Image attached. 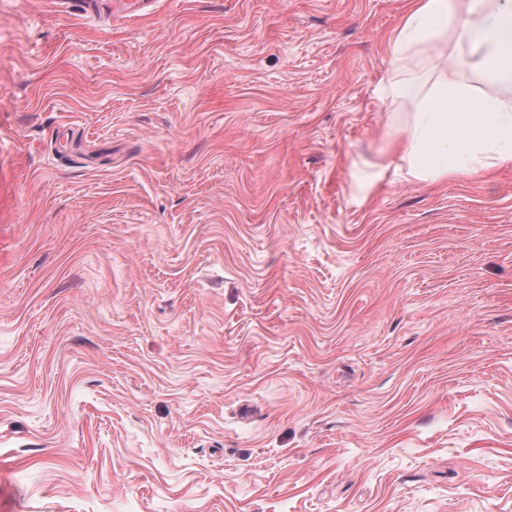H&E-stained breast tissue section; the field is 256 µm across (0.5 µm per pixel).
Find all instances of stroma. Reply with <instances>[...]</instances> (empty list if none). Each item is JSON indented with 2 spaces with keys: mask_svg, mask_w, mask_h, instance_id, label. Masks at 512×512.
<instances>
[{
  "mask_svg": "<svg viewBox=\"0 0 512 512\" xmlns=\"http://www.w3.org/2000/svg\"><path fill=\"white\" fill-rule=\"evenodd\" d=\"M407 0H0V512H512V165L373 180ZM64 8H78L84 13H94L96 7L108 4L109 14L114 17H140L153 12L155 0H56Z\"/></svg>",
  "mask_w": 512,
  "mask_h": 512,
  "instance_id": "stroma-1",
  "label": "stroma"
}]
</instances>
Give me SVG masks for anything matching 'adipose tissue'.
Here are the masks:
<instances>
[{
  "instance_id": "1",
  "label": "adipose tissue",
  "mask_w": 512,
  "mask_h": 512,
  "mask_svg": "<svg viewBox=\"0 0 512 512\" xmlns=\"http://www.w3.org/2000/svg\"><path fill=\"white\" fill-rule=\"evenodd\" d=\"M470 47L494 84L512 88V12L475 0H412L391 39L396 71L410 63L432 71V84L401 137L391 145L398 163L377 165L407 182H445L478 169L512 164V97L475 95L445 50L449 40Z\"/></svg>"
}]
</instances>
